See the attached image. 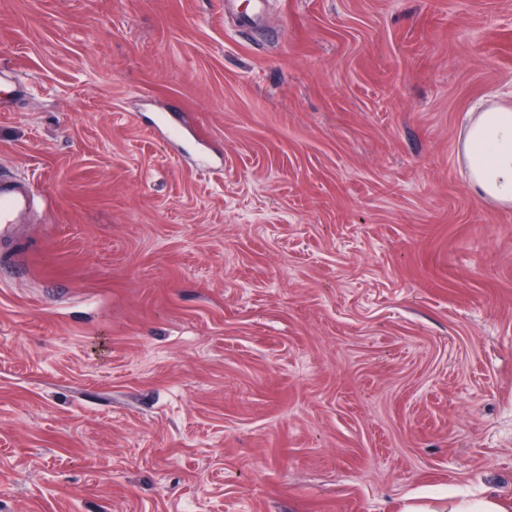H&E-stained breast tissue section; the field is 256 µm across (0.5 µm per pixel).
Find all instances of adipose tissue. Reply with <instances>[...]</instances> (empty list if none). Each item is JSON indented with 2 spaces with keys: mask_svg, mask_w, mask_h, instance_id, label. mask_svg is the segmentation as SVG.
Returning <instances> with one entry per match:
<instances>
[{
  "mask_svg": "<svg viewBox=\"0 0 512 512\" xmlns=\"http://www.w3.org/2000/svg\"><path fill=\"white\" fill-rule=\"evenodd\" d=\"M462 155L476 192L498 203H512V106H481L466 130Z\"/></svg>",
  "mask_w": 512,
  "mask_h": 512,
  "instance_id": "1",
  "label": "adipose tissue"
}]
</instances>
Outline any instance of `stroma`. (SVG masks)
<instances>
[{
	"mask_svg": "<svg viewBox=\"0 0 512 512\" xmlns=\"http://www.w3.org/2000/svg\"><path fill=\"white\" fill-rule=\"evenodd\" d=\"M243 2L0 0V512L512 502V0ZM466 130L462 155L476 192L498 203H512V106L482 105ZM32 202L28 188L20 183L0 185V231L11 228L19 222L21 216ZM434 499H447L448 508L439 511L426 501L406 503L399 512H510L494 489H486L480 496L472 497L455 487L429 496Z\"/></svg>",
	"mask_w": 512,
	"mask_h": 512,
	"instance_id": "stroma-1",
	"label": "stroma"
}]
</instances>
